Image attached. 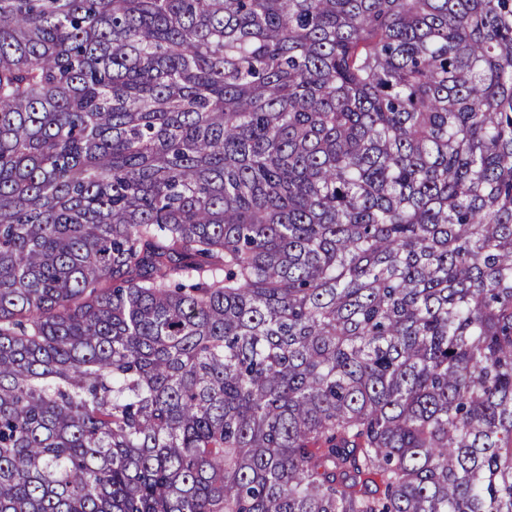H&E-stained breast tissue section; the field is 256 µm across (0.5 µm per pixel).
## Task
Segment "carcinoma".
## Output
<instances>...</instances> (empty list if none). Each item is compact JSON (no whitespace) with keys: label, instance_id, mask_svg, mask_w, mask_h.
I'll use <instances>...</instances> for the list:
<instances>
[{"label":"carcinoma","instance_id":"carcinoma-1","mask_svg":"<svg viewBox=\"0 0 512 512\" xmlns=\"http://www.w3.org/2000/svg\"><path fill=\"white\" fill-rule=\"evenodd\" d=\"M0 512H512V0H0Z\"/></svg>","mask_w":512,"mask_h":512}]
</instances>
